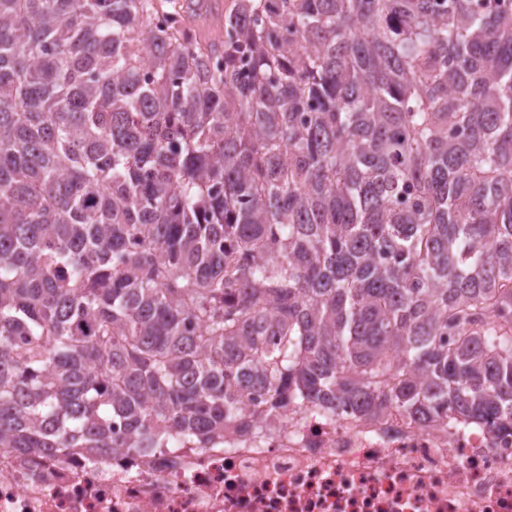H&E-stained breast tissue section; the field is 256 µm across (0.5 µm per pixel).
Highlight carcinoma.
Wrapping results in <instances>:
<instances>
[{
  "label": "carcinoma",
  "mask_w": 512,
  "mask_h": 512,
  "mask_svg": "<svg viewBox=\"0 0 512 512\" xmlns=\"http://www.w3.org/2000/svg\"><path fill=\"white\" fill-rule=\"evenodd\" d=\"M255 388L512 419V0H0V448ZM186 8L197 16L220 21L224 16V10L230 9L233 0H185Z\"/></svg>",
  "instance_id": "carcinoma-1"
}]
</instances>
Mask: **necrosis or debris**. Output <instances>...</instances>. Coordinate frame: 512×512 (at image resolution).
Segmentation results:
<instances>
[{"label": "necrosis or debris", "mask_w": 512, "mask_h": 512, "mask_svg": "<svg viewBox=\"0 0 512 512\" xmlns=\"http://www.w3.org/2000/svg\"><path fill=\"white\" fill-rule=\"evenodd\" d=\"M257 420L213 448L0 450V512H512V431L294 403Z\"/></svg>", "instance_id": "necrosis-or-debris-1"}]
</instances>
